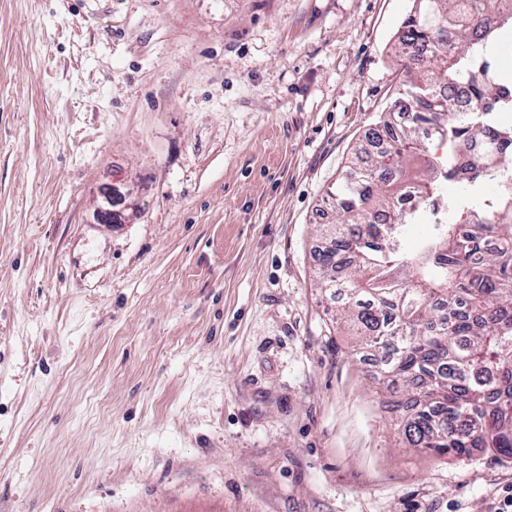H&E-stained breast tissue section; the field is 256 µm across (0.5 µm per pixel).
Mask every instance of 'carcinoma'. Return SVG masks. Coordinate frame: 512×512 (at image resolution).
I'll return each mask as SVG.
<instances>
[{"label":"carcinoma","instance_id":"cac0c4a2","mask_svg":"<svg viewBox=\"0 0 512 512\" xmlns=\"http://www.w3.org/2000/svg\"><path fill=\"white\" fill-rule=\"evenodd\" d=\"M404 22L396 52L406 80L372 137L330 194L336 221L322 224L318 285L356 348L383 352L379 381L410 399L398 434L440 457L490 448L512 459V75L482 59L512 30V0H421ZM464 89L474 109L457 116ZM448 144L434 157L422 137ZM500 172L493 196L466 221L436 225L417 253L400 236L410 217L396 206L430 202L445 178L464 186ZM435 273L418 280L422 265Z\"/></svg>","mask_w":512,"mask_h":512}]
</instances>
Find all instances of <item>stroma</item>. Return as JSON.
I'll return each instance as SVG.
<instances>
[{
	"mask_svg": "<svg viewBox=\"0 0 512 512\" xmlns=\"http://www.w3.org/2000/svg\"><path fill=\"white\" fill-rule=\"evenodd\" d=\"M412 5L0 0V512H498L512 460L405 447L314 282Z\"/></svg>",
	"mask_w": 512,
	"mask_h": 512,
	"instance_id": "35a3bbf8",
	"label": "stroma"
}]
</instances>
